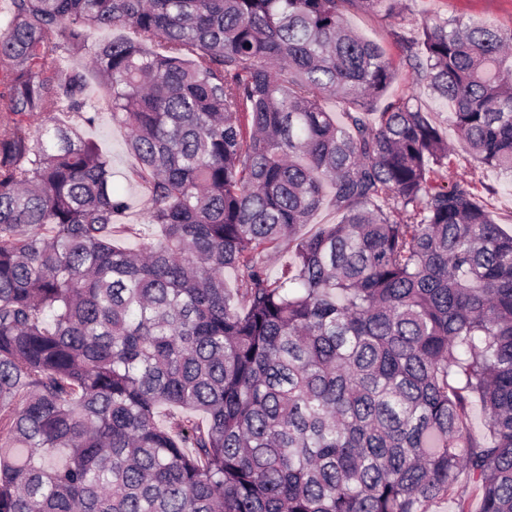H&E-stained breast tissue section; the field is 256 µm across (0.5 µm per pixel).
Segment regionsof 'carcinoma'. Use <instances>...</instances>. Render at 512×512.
<instances>
[{
    "label": "carcinoma",
    "instance_id": "carcinoma-1",
    "mask_svg": "<svg viewBox=\"0 0 512 512\" xmlns=\"http://www.w3.org/2000/svg\"><path fill=\"white\" fill-rule=\"evenodd\" d=\"M380 2L12 0L0 512H512V232L435 182L415 96L373 111L396 68L344 16ZM117 26L90 73L150 197L138 249L58 60ZM403 53L458 160L512 173V32L439 19ZM326 185L341 221L297 237Z\"/></svg>",
    "mask_w": 512,
    "mask_h": 512
}]
</instances>
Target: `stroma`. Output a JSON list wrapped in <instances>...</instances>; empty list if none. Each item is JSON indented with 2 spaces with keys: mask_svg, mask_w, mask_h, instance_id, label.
<instances>
[{
  "mask_svg": "<svg viewBox=\"0 0 512 512\" xmlns=\"http://www.w3.org/2000/svg\"><path fill=\"white\" fill-rule=\"evenodd\" d=\"M436 18L489 22L502 31H512V0H401L399 9L393 12L381 4L372 10H352L345 15L347 25L364 39L383 47L396 66V79L385 96L386 101L407 93L416 94L431 121L444 129L449 143L454 144L458 138L448 122L447 103L433 97L416 72L402 61L401 37H418L422 24ZM88 97L95 106L97 119L93 126L85 128L84 134L97 142L112 160V185L123 193L126 201L125 211L119 218L128 227L122 240L125 246L133 248L149 232L146 224L149 198L143 182L135 174L137 162L127 149V131L113 122L106 94L92 84L88 87ZM436 181L448 186L468 184L496 222L505 230H512L511 176L477 163L459 162L453 155Z\"/></svg>",
  "mask_w": 512,
  "mask_h": 512,
  "instance_id": "obj_1",
  "label": "stroma"
}]
</instances>
